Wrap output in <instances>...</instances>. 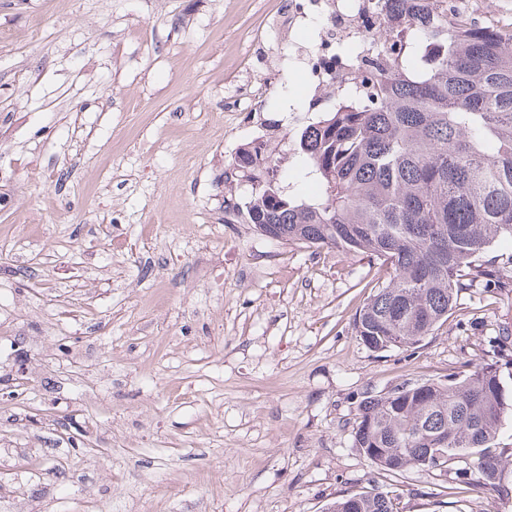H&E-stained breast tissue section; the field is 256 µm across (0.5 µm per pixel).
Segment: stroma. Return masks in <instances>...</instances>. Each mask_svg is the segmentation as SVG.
<instances>
[{
	"label": "stroma",
	"mask_w": 512,
	"mask_h": 512,
	"mask_svg": "<svg viewBox=\"0 0 512 512\" xmlns=\"http://www.w3.org/2000/svg\"><path fill=\"white\" fill-rule=\"evenodd\" d=\"M288 0H0V512H512V486L388 475L353 442L363 395L497 360L512 284L477 279L417 347L353 328L376 261L224 221L259 123L224 93L286 57ZM38 29H31V20ZM286 71L267 119L306 111ZM357 496L354 502L350 499ZM351 504V505H350ZM328 512H393L391 498L382 493L363 491L334 502Z\"/></svg>",
	"instance_id": "stroma-1"
}]
</instances>
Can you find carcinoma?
I'll list each match as a JSON object with an SVG mask.
<instances>
[{"label": "carcinoma", "mask_w": 512, "mask_h": 512, "mask_svg": "<svg viewBox=\"0 0 512 512\" xmlns=\"http://www.w3.org/2000/svg\"><path fill=\"white\" fill-rule=\"evenodd\" d=\"M402 36L400 62L376 78L373 94L340 96L296 139L297 176L316 196L301 199L276 179L232 211L276 241L362 253L389 270L354 318L368 348L416 347L482 276L485 252L512 241V27L455 16L451 0H384ZM512 396L499 365L478 363L446 383L408 382L365 397L354 446L377 451L390 475L448 466L498 491L512 482V452L494 446ZM328 512H393L391 498L363 491Z\"/></svg>", "instance_id": "obj_1"}]
</instances>
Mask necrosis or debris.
<instances>
[{
  "mask_svg": "<svg viewBox=\"0 0 512 512\" xmlns=\"http://www.w3.org/2000/svg\"><path fill=\"white\" fill-rule=\"evenodd\" d=\"M319 19L324 25L314 45L295 57L302 67L313 109L334 100L336 91L352 86L358 69L381 70L386 58L394 53L388 46L377 57L368 54L371 34L388 25L378 0H289V26L312 24Z\"/></svg>",
  "mask_w": 512,
  "mask_h": 512,
  "instance_id": "obj_1",
  "label": "necrosis or debris"
}]
</instances>
